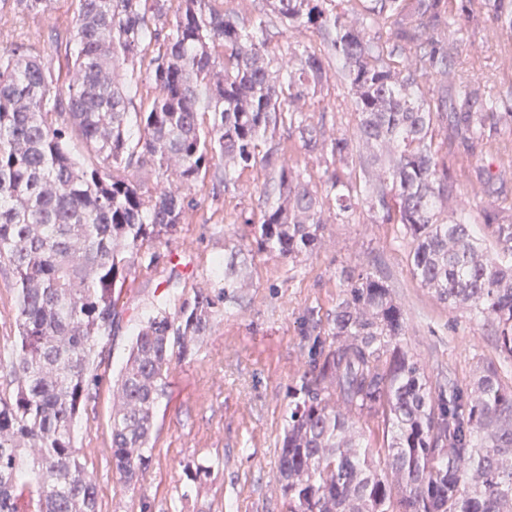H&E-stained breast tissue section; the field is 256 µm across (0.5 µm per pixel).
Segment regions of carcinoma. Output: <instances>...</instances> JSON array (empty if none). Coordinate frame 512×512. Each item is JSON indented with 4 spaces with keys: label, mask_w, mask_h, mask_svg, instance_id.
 Here are the masks:
<instances>
[{
    "label": "carcinoma",
    "mask_w": 512,
    "mask_h": 512,
    "mask_svg": "<svg viewBox=\"0 0 512 512\" xmlns=\"http://www.w3.org/2000/svg\"><path fill=\"white\" fill-rule=\"evenodd\" d=\"M72 77L58 88L24 42L0 51V263L15 273L16 335L0 353V512H99L98 489L74 423L101 378L97 348L124 313L131 270L153 266L177 231L192 187L219 162L229 185L268 172L274 202L240 213L260 250L295 258L321 241L326 212L363 204L411 239L412 273L450 308L495 327L512 360V215H481L495 254L451 207L448 146L489 141L512 120V87L475 80L448 51L474 22L512 32V0H265L249 26L219 0H75ZM307 41L270 49L268 14ZM152 56H147V51ZM146 62L155 96L133 100ZM341 66L356 123L329 133L308 121L329 60ZM288 124L319 181L288 158ZM360 169L363 187L346 170ZM512 166L479 176L504 187ZM192 289L171 313L140 321L112 387V467L131 487L152 458V435L173 358L213 325L229 289ZM334 341L308 363L288 410L276 464L284 512H512V384L494 367L468 391L434 388L400 343L404 317L384 278L343 270ZM380 416L374 460L356 424Z\"/></svg>",
    "instance_id": "carcinoma-1"
}]
</instances>
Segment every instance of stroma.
I'll return each instance as SVG.
<instances>
[{
	"mask_svg": "<svg viewBox=\"0 0 512 512\" xmlns=\"http://www.w3.org/2000/svg\"><path fill=\"white\" fill-rule=\"evenodd\" d=\"M73 0H51L46 13H23L11 0L0 5V49L24 41L49 63L55 79L72 72ZM460 54L487 60L499 89L512 86V35L489 42L470 26L449 40ZM512 155V125L483 151L456 144L448 165L457 175V196L474 214L484 208L512 211V183L502 193L482 191L479 171L496 170ZM267 176L246 170L225 187L213 177L192 190L198 205L177 233L162 238L160 260L139 269L123 290L125 313L102 342L108 377L97 399L75 426L76 447L99 491L100 512H282L275 464L288 412L289 394L300 387L312 354L330 344L334 312L343 298L340 271L369 266L380 271L405 318L401 343L418 357L433 384L469 390L480 370L507 373L493 327H480L465 309H451L413 277L410 240L397 224H376L357 213L349 221L329 216L322 245L295 259L260 251L241 209H258ZM235 255L248 285L236 289L211 332L191 356L174 362L153 436L152 460L135 488L112 468V376L126 357L141 319L157 308L175 310L195 288L218 289L224 269L217 261Z\"/></svg>",
	"mask_w": 512,
	"mask_h": 512,
	"instance_id": "1",
	"label": "stroma"
}]
</instances>
